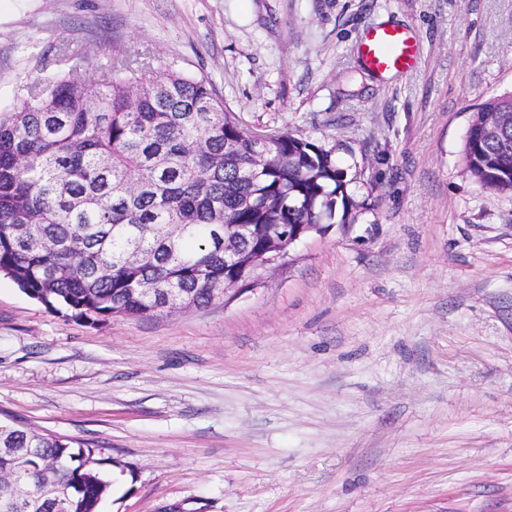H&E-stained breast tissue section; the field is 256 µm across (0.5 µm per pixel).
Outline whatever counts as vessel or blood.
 <instances>
[{
	"label": "vessel or blood",
	"mask_w": 512,
	"mask_h": 512,
	"mask_svg": "<svg viewBox=\"0 0 512 512\" xmlns=\"http://www.w3.org/2000/svg\"><path fill=\"white\" fill-rule=\"evenodd\" d=\"M358 57L363 66L377 76L407 74L418 65L417 39L403 26H374L361 36Z\"/></svg>",
	"instance_id": "vessel-or-blood-1"
}]
</instances>
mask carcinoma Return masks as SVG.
<instances>
[{"instance_id":"1","label":"carcinoma","mask_w":512,"mask_h":512,"mask_svg":"<svg viewBox=\"0 0 512 512\" xmlns=\"http://www.w3.org/2000/svg\"><path fill=\"white\" fill-rule=\"evenodd\" d=\"M246 131L203 77L121 56L24 85L0 117V274L46 308L90 324L200 308L224 288V220L325 224L353 203L332 152L292 134ZM467 171L512 187V133L470 126ZM0 448H37L15 469L25 508L99 512L111 485L87 442L0 420Z\"/></svg>"}]
</instances>
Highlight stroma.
I'll return each instance as SVG.
<instances>
[{
    "label": "stroma",
    "instance_id": "obj_1",
    "mask_svg": "<svg viewBox=\"0 0 512 512\" xmlns=\"http://www.w3.org/2000/svg\"><path fill=\"white\" fill-rule=\"evenodd\" d=\"M422 61L380 80L367 28ZM119 54L331 150L354 207L256 285L90 325L0 277V412L115 460L101 512H512V192L467 173L512 0H0V115ZM358 57L363 66L378 77L408 74L418 65L417 39L404 26L370 27L360 38Z\"/></svg>",
    "mask_w": 512,
    "mask_h": 512
}]
</instances>
